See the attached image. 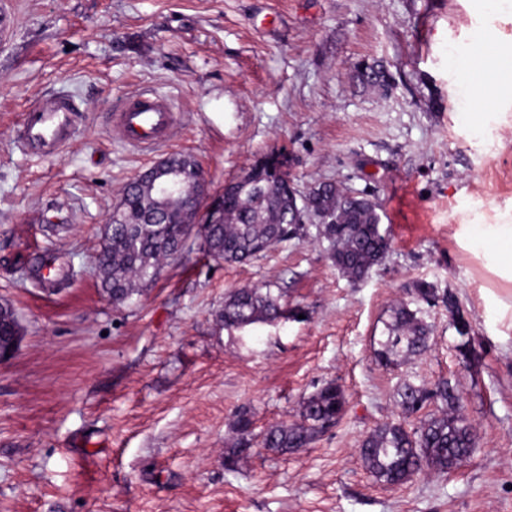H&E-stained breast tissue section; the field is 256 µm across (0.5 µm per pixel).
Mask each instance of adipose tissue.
<instances>
[{
    "label": "adipose tissue",
    "mask_w": 512,
    "mask_h": 512,
    "mask_svg": "<svg viewBox=\"0 0 512 512\" xmlns=\"http://www.w3.org/2000/svg\"><path fill=\"white\" fill-rule=\"evenodd\" d=\"M468 23L448 45L457 78L450 91L469 134H484L500 120L501 107L512 106V37L500 35L496 19L512 18V0H466ZM473 255L498 279L512 283V212L494 223L464 222L456 231Z\"/></svg>",
    "instance_id": "1"
}]
</instances>
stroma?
Returning a JSON list of instances; mask_svg holds the SVG:
<instances>
[{"instance_id": "1", "label": "stroma", "mask_w": 512, "mask_h": 512, "mask_svg": "<svg viewBox=\"0 0 512 512\" xmlns=\"http://www.w3.org/2000/svg\"><path fill=\"white\" fill-rule=\"evenodd\" d=\"M0 300L20 325L0 362V512H512V333L485 290L483 264L455 238L463 216L512 208V114L484 137L460 128L448 92L457 0H0ZM391 76L381 92L358 64ZM158 92L178 122L159 147L126 146L112 115ZM78 109L60 153L21 150L34 102ZM283 153L299 190L325 180L376 199L390 249L360 282L303 240L246 264L192 243L134 302L112 303L94 274L102 227L126 184L173 154L193 156L212 195L255 160ZM66 214L48 232L53 208ZM58 252L57 291L37 265ZM426 280L457 297L477 357L464 361L447 307L411 293ZM287 282L293 318L227 330L233 290ZM416 309L431 349L392 366L373 354L393 307ZM346 412L308 447L224 451L234 413L254 431L294 421L325 381ZM447 380L474 427L475 451L447 473L378 481L360 453L402 420L404 384Z\"/></svg>"}]
</instances>
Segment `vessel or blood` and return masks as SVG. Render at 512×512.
I'll list each match as a JSON object with an SVG mask.
<instances>
[{
    "label": "vessel or blood",
    "instance_id": "vessel-or-blood-1",
    "mask_svg": "<svg viewBox=\"0 0 512 512\" xmlns=\"http://www.w3.org/2000/svg\"><path fill=\"white\" fill-rule=\"evenodd\" d=\"M74 117L75 108L68 99L55 97L40 102L24 113L19 138L42 155H56L74 132ZM176 122L177 114L170 102L153 94L127 99L114 114L122 138L141 147L166 140Z\"/></svg>",
    "mask_w": 512,
    "mask_h": 512
}]
</instances>
